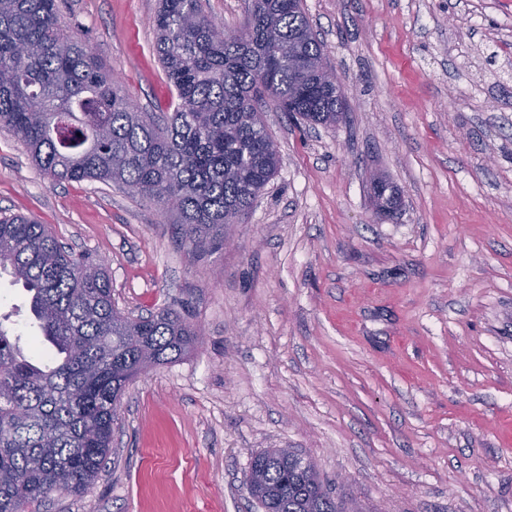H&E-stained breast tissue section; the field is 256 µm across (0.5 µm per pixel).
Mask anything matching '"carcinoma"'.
Instances as JSON below:
<instances>
[{
	"instance_id": "carcinoma-1",
	"label": "carcinoma",
	"mask_w": 512,
	"mask_h": 512,
	"mask_svg": "<svg viewBox=\"0 0 512 512\" xmlns=\"http://www.w3.org/2000/svg\"><path fill=\"white\" fill-rule=\"evenodd\" d=\"M249 13L244 37L216 39L202 0H160L156 51L177 105L147 119L65 32L57 0H0V130L52 182L138 187L175 217L190 256L213 254L278 171L266 98L306 124L334 125L348 112L346 97L324 89L336 76L302 0H250ZM2 273L33 299L31 353L53 348L37 363L0 323V512H26L56 490L88 491L126 384L186 355L199 331L171 308L122 313L102 265L24 216L0 218ZM249 488L264 512H359L288 448L253 456Z\"/></svg>"
}]
</instances>
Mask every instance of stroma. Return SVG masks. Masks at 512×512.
Here are the masks:
<instances>
[{"mask_svg": "<svg viewBox=\"0 0 512 512\" xmlns=\"http://www.w3.org/2000/svg\"><path fill=\"white\" fill-rule=\"evenodd\" d=\"M147 115L176 93L158 0H57ZM349 104L264 121L281 166L223 251L189 258L155 204L53 183L0 131V214L102 264L119 309L173 308L195 349L126 388L87 493L29 512H262L267 448L363 512H512V0H304ZM402 207L380 219L371 174Z\"/></svg>", "mask_w": 512, "mask_h": 512, "instance_id": "35a3bbf8", "label": "stroma"}]
</instances>
